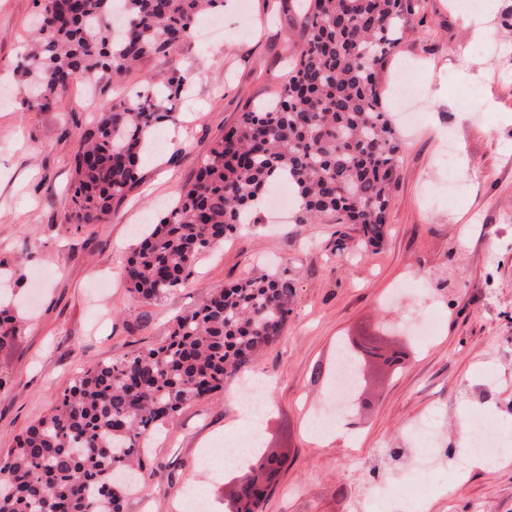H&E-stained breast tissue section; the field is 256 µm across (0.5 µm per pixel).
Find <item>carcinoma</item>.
Masks as SVG:
<instances>
[{"instance_id":"cac0c4a2","label":"carcinoma","mask_w":512,"mask_h":512,"mask_svg":"<svg viewBox=\"0 0 512 512\" xmlns=\"http://www.w3.org/2000/svg\"><path fill=\"white\" fill-rule=\"evenodd\" d=\"M35 44L16 67L28 111L56 108L70 86L121 80L147 56L192 38L224 0H36ZM420 0H309L302 43L277 95L241 113L126 266L130 292L156 302L182 287L200 256L250 222L269 188L295 189L299 224L327 215L385 234L403 142L383 106L379 72ZM180 77L144 87L78 132L69 224H101L142 181L146 135L175 118ZM276 273L212 291L159 344L78 373L55 407L0 448V512H124L150 437L190 403L212 399L276 341L291 313ZM18 325L0 302V347ZM285 460L260 449L239 476L231 512H251Z\"/></svg>"}]
</instances>
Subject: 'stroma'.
<instances>
[{
  "instance_id": "obj_1",
  "label": "stroma",
  "mask_w": 512,
  "mask_h": 512,
  "mask_svg": "<svg viewBox=\"0 0 512 512\" xmlns=\"http://www.w3.org/2000/svg\"><path fill=\"white\" fill-rule=\"evenodd\" d=\"M35 12V0H0V262L22 274L13 288L20 332L0 349V448L82 369L162 341L213 289L276 271L294 284L292 312L249 369L274 381L262 439L286 457L263 512H359L373 488L414 474L425 485L416 512H512V0L489 17L459 0H421L408 16L381 77L406 147L380 244L332 216L299 224L265 212L152 304L133 298L124 275L136 226L156 220L225 128L282 84L303 14L293 0H224L222 37L191 39L145 58L123 82L78 83L57 109L28 112L16 65ZM482 26L487 36H477ZM147 76L189 82L177 121L161 129L141 184L110 222L67 223L78 129ZM406 80L422 89L414 126L392 93ZM452 141L465 186L453 204L439 187V157ZM357 336L408 357L395 371H370L360 389L367 406L340 412L336 346ZM245 398L234 377L215 400L167 421L126 512H183L189 489L224 512L237 471L204 463L203 452L226 440L228 426L245 427ZM335 411L351 431L315 435L313 416ZM474 414L502 429L497 458L483 466L457 450L459 427ZM422 422L437 455L421 451Z\"/></svg>"
}]
</instances>
